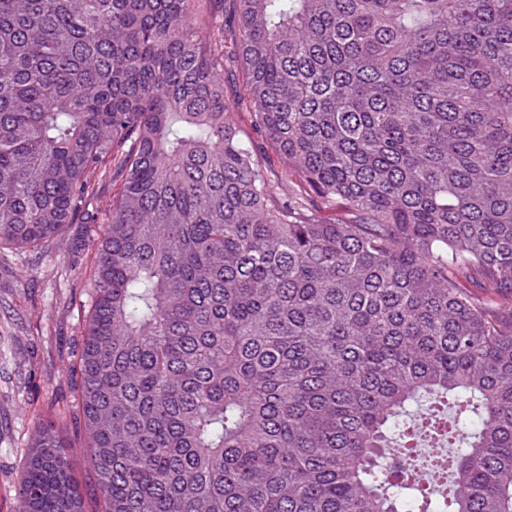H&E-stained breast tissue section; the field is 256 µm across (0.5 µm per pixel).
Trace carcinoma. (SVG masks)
Listing matches in <instances>:
<instances>
[{
    "instance_id": "obj_1",
    "label": "carcinoma",
    "mask_w": 512,
    "mask_h": 512,
    "mask_svg": "<svg viewBox=\"0 0 512 512\" xmlns=\"http://www.w3.org/2000/svg\"><path fill=\"white\" fill-rule=\"evenodd\" d=\"M208 2L0 0V246L116 187L77 374L101 512H512V0ZM67 447L37 424L19 512H85ZM224 88L227 95V101L234 120L241 131V136L245 142H260L257 132L253 111L246 106L237 107L235 102L238 95L242 92L241 82V62L234 56H229L224 70Z\"/></svg>"
}]
</instances>
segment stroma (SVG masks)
I'll use <instances>...</instances> for the list:
<instances>
[{"label": "stroma", "instance_id": "stroma-1", "mask_svg": "<svg viewBox=\"0 0 512 512\" xmlns=\"http://www.w3.org/2000/svg\"><path fill=\"white\" fill-rule=\"evenodd\" d=\"M224 88L242 138L258 142L251 109L236 104L242 91L237 58L226 62ZM100 233L97 224H72L40 252L0 250V512H17L37 422L55 414L65 417L72 466L87 481L86 512L100 508L88 482L91 464L77 429L74 383L93 265L87 245Z\"/></svg>", "mask_w": 512, "mask_h": 512}]
</instances>
